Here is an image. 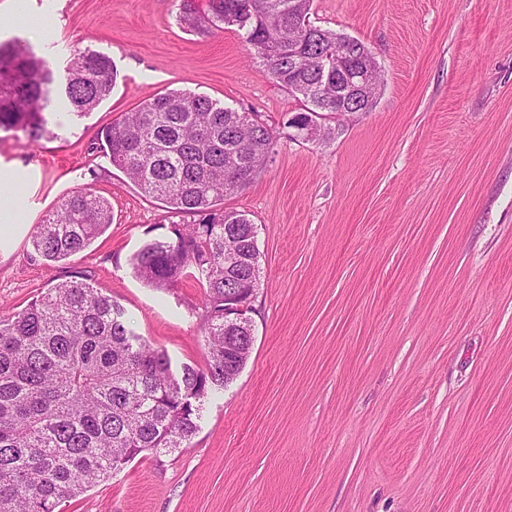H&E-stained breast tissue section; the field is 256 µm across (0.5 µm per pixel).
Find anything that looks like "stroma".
Returning <instances> with one entry per match:
<instances>
[{"label":"stroma","instance_id":"1","mask_svg":"<svg viewBox=\"0 0 512 512\" xmlns=\"http://www.w3.org/2000/svg\"><path fill=\"white\" fill-rule=\"evenodd\" d=\"M180 0H0V38L55 73L91 47L117 70L53 139L0 131V314L82 275L173 366L203 364V288L137 279L131 256L165 205L99 152L141 102L187 89L259 113L265 169L224 208L258 229L262 285L237 379L206 399L189 448L145 452L63 512H512V0H313L314 25L363 41L382 74L372 111L306 141L302 103L237 32L198 35ZM87 189L112 223L47 262L30 236Z\"/></svg>","mask_w":512,"mask_h":512}]
</instances>
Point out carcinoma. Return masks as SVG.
Wrapping results in <instances>:
<instances>
[{"instance_id":"obj_1","label":"carcinoma","mask_w":512,"mask_h":512,"mask_svg":"<svg viewBox=\"0 0 512 512\" xmlns=\"http://www.w3.org/2000/svg\"><path fill=\"white\" fill-rule=\"evenodd\" d=\"M312 0H180L179 21L199 33L236 28L250 55L279 86L303 97L307 119L336 111L311 87L333 82L350 112L349 84L336 75L340 51L353 68L372 51L359 39L309 22ZM303 61L288 59V34ZM275 42L281 53L270 55ZM0 130L29 144L54 137L46 113L61 97L77 115L112 93L114 67L86 48L54 74L20 38L0 40ZM99 148L146 196L199 222L161 224L165 233L130 258L152 288L184 278L204 288L205 363L172 368L167 353L135 335L123 309L73 276L26 307L0 317V512H59L62 502L109 480L145 451L188 447L206 398L233 382L249 355H224V342L253 334L224 324V296L261 285L258 231L249 214L224 210L264 168L270 127L208 96L172 89L123 114L100 133ZM112 224L108 199L64 196L32 236L42 259L58 262L90 246Z\"/></svg>"}]
</instances>
